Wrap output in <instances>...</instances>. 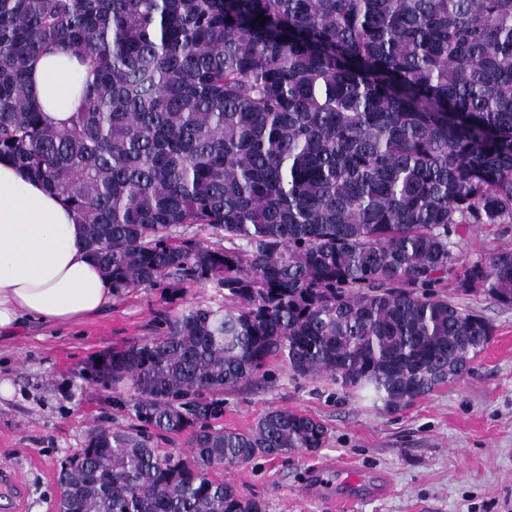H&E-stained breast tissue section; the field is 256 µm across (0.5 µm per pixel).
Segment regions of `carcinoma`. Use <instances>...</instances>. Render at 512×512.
Returning a JSON list of instances; mask_svg holds the SVG:
<instances>
[{
  "label": "carcinoma",
  "instance_id": "carcinoma-1",
  "mask_svg": "<svg viewBox=\"0 0 512 512\" xmlns=\"http://www.w3.org/2000/svg\"><path fill=\"white\" fill-rule=\"evenodd\" d=\"M46 46L87 65L63 128L27 81ZM4 159L63 197L112 297L221 296L93 363L138 425L91 428L60 512H266L213 473L327 427L274 408L225 428L224 392L278 362L394 413L493 336L442 282L512 306V248L470 263L451 241L512 224V0H0ZM194 225L224 245L174 241Z\"/></svg>",
  "mask_w": 512,
  "mask_h": 512
}]
</instances>
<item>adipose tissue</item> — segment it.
Masks as SVG:
<instances>
[{
	"label": "adipose tissue",
	"instance_id": "obj_1",
	"mask_svg": "<svg viewBox=\"0 0 512 512\" xmlns=\"http://www.w3.org/2000/svg\"><path fill=\"white\" fill-rule=\"evenodd\" d=\"M31 90L59 127L81 106L86 68L54 49L29 65ZM112 301V284L88 257L84 230L61 196L0 161V332L23 320L76 323Z\"/></svg>",
	"mask_w": 512,
	"mask_h": 512
}]
</instances>
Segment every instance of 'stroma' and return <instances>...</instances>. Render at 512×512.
<instances>
[{
	"mask_svg": "<svg viewBox=\"0 0 512 512\" xmlns=\"http://www.w3.org/2000/svg\"><path fill=\"white\" fill-rule=\"evenodd\" d=\"M500 247L512 248V224L466 228L454 251L472 262ZM216 298L214 288L188 279L175 291L134 289L71 325L33 321L0 334V467L21 480L0 487V512H57L61 464L84 448L90 428L131 425L126 393L88 384L86 367L152 335L158 313ZM452 299L494 327L470 376L390 413L273 365L272 381L225 393V427L245 430L288 408L321 420L328 443L285 462L230 466L220 478L261 498L266 512H329L339 494L350 498L344 512H512V307L480 293ZM337 460L342 471H326Z\"/></svg>",
	"mask_w": 512,
	"mask_h": 512,
	"instance_id": "obj_1",
	"label": "stroma"
}]
</instances>
